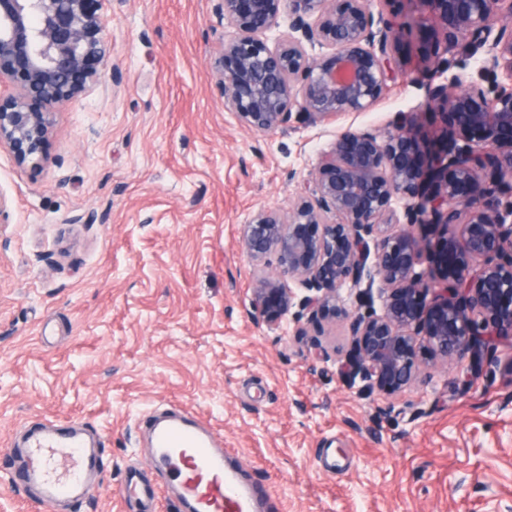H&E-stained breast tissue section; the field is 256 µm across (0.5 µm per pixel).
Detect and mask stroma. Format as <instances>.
I'll list each match as a JSON object with an SVG mask.
<instances>
[{"instance_id":"1","label":"stroma","mask_w":512,"mask_h":512,"mask_svg":"<svg viewBox=\"0 0 512 512\" xmlns=\"http://www.w3.org/2000/svg\"><path fill=\"white\" fill-rule=\"evenodd\" d=\"M216 0H102L98 85L55 107L40 166L0 148V512H62L8 479L14 429L75 418L100 439L103 479L79 512H139L128 470L158 476L138 424L177 405L204 417L277 512H512V337L464 364H425L361 396L339 363L347 323L252 314L260 275L242 226L288 209L348 125L416 109L428 37L398 44L409 76L368 112L258 131L226 106ZM325 348L329 357L316 359Z\"/></svg>"}]
</instances>
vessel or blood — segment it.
Masks as SVG:
<instances>
[{"label": "vessel or blood", "mask_w": 512, "mask_h": 512, "mask_svg": "<svg viewBox=\"0 0 512 512\" xmlns=\"http://www.w3.org/2000/svg\"><path fill=\"white\" fill-rule=\"evenodd\" d=\"M142 432L172 481L178 512H272L273 502L244 477L241 463L223 439L201 423L166 409L152 413ZM24 455L26 464L13 473V484L67 504L91 494L97 455L84 428L67 421L28 425ZM121 492L148 506L161 495L159 486L132 477Z\"/></svg>", "instance_id": "1"}]
</instances>
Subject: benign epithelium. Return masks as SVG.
I'll return each mask as SVG.
<instances>
[{
  "label": "benign epithelium",
  "mask_w": 512,
  "mask_h": 512,
  "mask_svg": "<svg viewBox=\"0 0 512 512\" xmlns=\"http://www.w3.org/2000/svg\"><path fill=\"white\" fill-rule=\"evenodd\" d=\"M232 28L215 51L213 77L244 125L272 130L299 114L316 124L365 112L404 74L397 44L415 27L434 41L433 73L415 112H396L376 130L347 126L318 162L313 185L291 209L260 210L243 225L247 253L274 255L278 277L260 278L254 313L271 329L295 306L348 322L354 355L341 363L365 394L398 391L419 369L418 344L442 360L472 355L512 336V0H407V20L373 12L367 0H218ZM90 0H0V146L22 164L43 161L51 109L99 81L108 45ZM328 48L311 57L306 44ZM485 56L468 84L447 55ZM445 118L440 148L420 162V119ZM404 202L406 223L394 224ZM421 226L416 235L412 227ZM440 274L416 270L423 256ZM381 311L339 304L345 285Z\"/></svg>",
  "instance_id": "7a95c632"
}]
</instances>
